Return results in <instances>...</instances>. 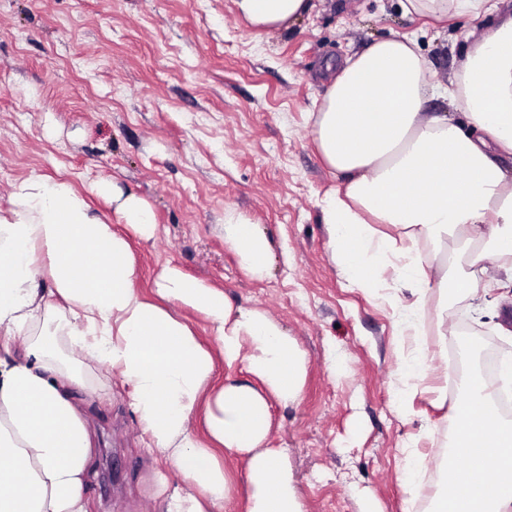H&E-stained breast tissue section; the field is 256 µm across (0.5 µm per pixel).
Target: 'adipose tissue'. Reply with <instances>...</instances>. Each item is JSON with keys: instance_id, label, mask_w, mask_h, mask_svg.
I'll return each instance as SVG.
<instances>
[{"instance_id": "adipose-tissue-1", "label": "adipose tissue", "mask_w": 512, "mask_h": 512, "mask_svg": "<svg viewBox=\"0 0 512 512\" xmlns=\"http://www.w3.org/2000/svg\"><path fill=\"white\" fill-rule=\"evenodd\" d=\"M250 26L282 30L308 13L310 0H233ZM505 0H400L404 15L443 23L467 16L484 25L445 92L463 114L427 113L442 93L426 77L414 40L376 41L337 66L313 112L314 141L340 176L344 194L324 209L340 269L368 290L385 279L396 241L455 242L469 254L460 284L487 293L485 248L512 270V10ZM129 233L156 231L148 204L103 182ZM224 243L252 277L268 272L269 238L240 216L224 218ZM403 284L416 299L447 290L448 267L409 257ZM126 235L92 213L71 183L33 174L14 184L0 208V512H86L85 482L94 438L75 391L85 389V360L107 364L132 387L131 406L148 446L183 483L164 512H230L234 482L217 456L245 461V512H304L283 449L269 447L271 401H298L305 353L257 309L233 305L223 289L166 266L154 297L137 287ZM61 299L58 333L35 329ZM210 325L208 346L181 316ZM77 357L60 361L58 335ZM245 370L243 380H214L217 368ZM503 384L467 377L454 409L452 447L466 471L445 469L432 512H512V426L490 417Z\"/></svg>"}]
</instances>
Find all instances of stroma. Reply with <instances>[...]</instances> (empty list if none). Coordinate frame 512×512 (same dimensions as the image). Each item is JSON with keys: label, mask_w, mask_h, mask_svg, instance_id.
<instances>
[{"label": "stroma", "mask_w": 512, "mask_h": 512, "mask_svg": "<svg viewBox=\"0 0 512 512\" xmlns=\"http://www.w3.org/2000/svg\"><path fill=\"white\" fill-rule=\"evenodd\" d=\"M480 30L469 17L438 24L398 0H313L284 31L252 30L233 0H0V205L30 174L69 180L91 210L126 232L94 188L117 183L151 207L158 231L128 235L143 292L166 264L266 313L308 358L301 399L272 403L270 444L284 449L305 512H420L401 481L406 455L440 447L458 391L435 369L466 320L512 344V272L488 266L484 299L430 290L426 333L409 335V290L392 259L379 288H355L335 263L325 201L340 180L313 141L311 112L329 68L376 40L413 38L430 79L448 88ZM235 213L273 247L266 278L225 246ZM426 370L398 407L400 366ZM81 408L95 436L88 512H163L177 481L146 446L130 387L89 364Z\"/></svg>", "instance_id": "35a3bbf8"}]
</instances>
